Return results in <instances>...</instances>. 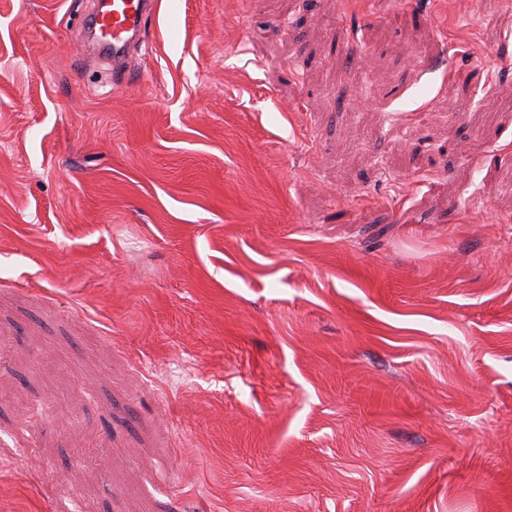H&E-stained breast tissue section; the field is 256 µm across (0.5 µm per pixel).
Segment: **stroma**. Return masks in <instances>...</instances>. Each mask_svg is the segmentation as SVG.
Segmentation results:
<instances>
[{"mask_svg":"<svg viewBox=\"0 0 512 512\" xmlns=\"http://www.w3.org/2000/svg\"><path fill=\"white\" fill-rule=\"evenodd\" d=\"M0 0V512H512V0ZM153 5L154 0H112L98 14L96 27L112 52L113 76H120L133 52L141 49L142 28Z\"/></svg>","mask_w":512,"mask_h":512,"instance_id":"1","label":"stroma"}]
</instances>
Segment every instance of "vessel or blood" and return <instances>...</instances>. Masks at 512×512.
<instances>
[{
    "mask_svg": "<svg viewBox=\"0 0 512 512\" xmlns=\"http://www.w3.org/2000/svg\"><path fill=\"white\" fill-rule=\"evenodd\" d=\"M154 0H109L96 19L101 38L112 53V74L120 76L133 52L142 47L141 33Z\"/></svg>",
    "mask_w": 512,
    "mask_h": 512,
    "instance_id": "obj_1",
    "label": "vessel or blood"
}]
</instances>
